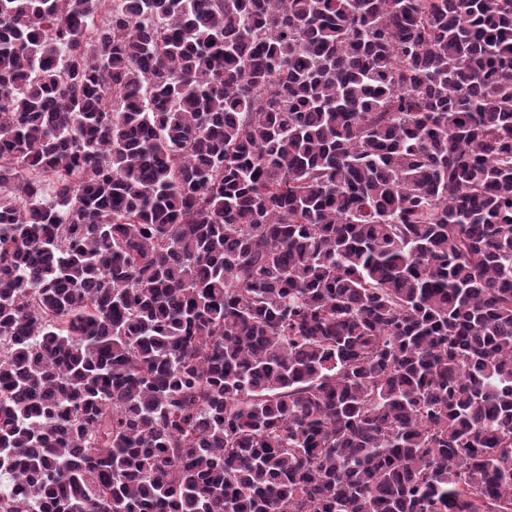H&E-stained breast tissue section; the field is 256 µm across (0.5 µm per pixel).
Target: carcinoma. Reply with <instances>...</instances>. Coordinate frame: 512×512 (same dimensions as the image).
<instances>
[{
  "instance_id": "cac0c4a2",
  "label": "carcinoma",
  "mask_w": 512,
  "mask_h": 512,
  "mask_svg": "<svg viewBox=\"0 0 512 512\" xmlns=\"http://www.w3.org/2000/svg\"><path fill=\"white\" fill-rule=\"evenodd\" d=\"M0 184V512H512V0H0Z\"/></svg>"
}]
</instances>
